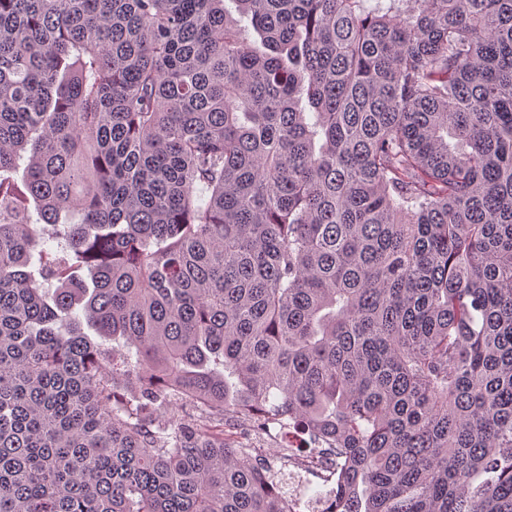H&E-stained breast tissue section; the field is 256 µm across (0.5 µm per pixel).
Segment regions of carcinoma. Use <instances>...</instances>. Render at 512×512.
I'll use <instances>...</instances> for the list:
<instances>
[{
	"label": "carcinoma",
	"mask_w": 512,
	"mask_h": 512,
	"mask_svg": "<svg viewBox=\"0 0 512 512\" xmlns=\"http://www.w3.org/2000/svg\"><path fill=\"white\" fill-rule=\"evenodd\" d=\"M236 2L0 0V512H512V0ZM310 477L319 480L324 489L323 493L315 496L309 503L291 496H280L278 503L282 512H334L335 500L332 492L333 481H336V470L329 466L322 454H309L304 457L292 459L288 462V479L295 486H302Z\"/></svg>",
	"instance_id": "carcinoma-1"
}]
</instances>
